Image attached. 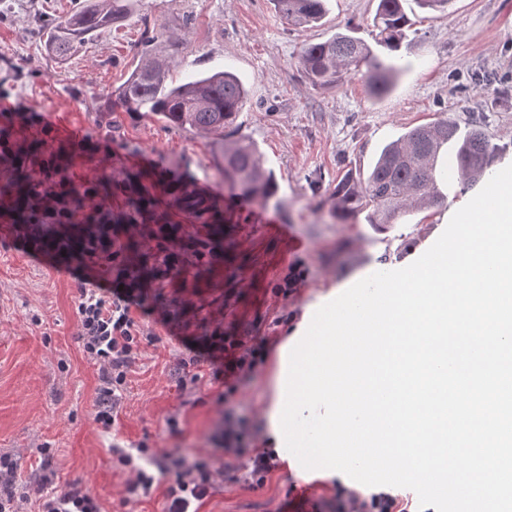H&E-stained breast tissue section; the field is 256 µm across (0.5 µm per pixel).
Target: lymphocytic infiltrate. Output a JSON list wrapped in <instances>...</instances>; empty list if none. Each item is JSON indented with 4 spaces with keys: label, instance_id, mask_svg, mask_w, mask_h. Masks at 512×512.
<instances>
[{
    "label": "lymphocytic infiltrate",
    "instance_id": "1",
    "mask_svg": "<svg viewBox=\"0 0 512 512\" xmlns=\"http://www.w3.org/2000/svg\"><path fill=\"white\" fill-rule=\"evenodd\" d=\"M70 188V181L65 179L57 191L39 196L37 204L43 212V221L20 228V236L29 239L53 235L62 226L73 223L74 214L66 206ZM118 239L111 223H93L88 247L77 254L79 338L87 356L99 367L101 378L95 399V420L106 429L115 421L127 374L145 338L133 316L134 311L143 307V292L116 246ZM263 348L260 342L252 344L237 336H217L208 349L190 350L181 366L184 374L194 380L199 379L202 366H211L215 378L222 380L226 387L218 396L219 401L224 402L235 393L237 381L262 363ZM211 442L213 451L206 455H162L156 461L158 473L139 470L127 488L128 493L138 499L149 497L156 488L155 476L160 473L167 481L165 512H199L203 501L218 489L217 478L224 473L222 464L226 455L248 454L251 474L260 480L276 465L273 449L250 448L244 430L230 421L218 424ZM331 505L335 512H409L412 502L409 497L389 490L364 496L339 485ZM39 512L102 510L94 497L70 484L64 489L47 492Z\"/></svg>",
    "mask_w": 512,
    "mask_h": 512
}]
</instances>
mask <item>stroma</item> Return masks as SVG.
I'll use <instances>...</instances> for the list:
<instances>
[{"instance_id": "obj_1", "label": "stroma", "mask_w": 512, "mask_h": 512, "mask_svg": "<svg viewBox=\"0 0 512 512\" xmlns=\"http://www.w3.org/2000/svg\"><path fill=\"white\" fill-rule=\"evenodd\" d=\"M80 0H0V104L15 136L45 144L74 186L118 173L207 186L224 208L233 248L221 263L183 273L166 287L182 315L179 330L140 321L153 337L129 372L110 429L95 421L100 372L78 340L76 280L67 260L38 257L16 232L0 234V457L13 460L9 491L23 512H38L42 481L76 483L104 512H164L163 489L128 499L135 476L118 453L139 443L187 456L211 452L222 415L243 422L255 443L278 447L263 415L277 395L280 347L304 336L315 311L358 280L418 259L471 190L455 187L446 204L412 214L382 233L357 218L339 224L327 199L348 172L366 171L382 147L407 130L448 119L479 125L495 148L493 170L512 164V0H452L428 12L408 0L412 20L400 48L410 70L386 97L369 98L363 75L313 88L298 66L303 46L353 26L369 35L376 0H328L320 25L295 27L272 0H134L127 18L105 28L67 60L48 54L36 17L62 19ZM172 45L174 80L233 71L249 89L235 134L251 141L276 180L266 203L231 193L217 160L220 146L197 130L170 128L156 116L108 109L109 96L152 39ZM287 225L290 239L267 223ZM267 337L270 351L245 374L229 402L210 376L184 377L182 337L204 342L214 329ZM245 457L226 460L221 487L200 512H312L343 473L291 467L287 459L256 485Z\"/></svg>"}]
</instances>
